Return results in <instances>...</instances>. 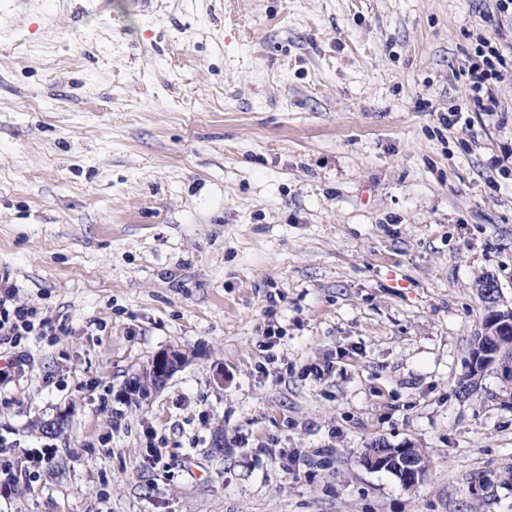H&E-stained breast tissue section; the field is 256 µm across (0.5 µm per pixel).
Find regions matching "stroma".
Here are the masks:
<instances>
[{"label":"stroma","instance_id":"1","mask_svg":"<svg viewBox=\"0 0 512 512\" xmlns=\"http://www.w3.org/2000/svg\"><path fill=\"white\" fill-rule=\"evenodd\" d=\"M154 3L0 0V275L44 321L0 448L55 451L0 512H512V381L459 391L476 280L512 306V74L448 123L512 15ZM183 357L176 351L162 352L154 357L150 372L155 378L156 388L164 385L166 381L182 366ZM150 372L145 373L146 382L151 381ZM418 449L419 448H416L411 444H404L399 448L401 455H405L407 457V462H402V467L405 470V482L407 484L404 483L403 472L400 468L401 460L397 449H395L396 453L391 451L392 453L387 456L390 464H387L384 453H372L369 455L368 460L365 463V467L372 471H380L390 465L391 468H387L386 472L394 475L404 488H410V485L418 484L425 476L423 474V469L420 464H418V457L416 455Z\"/></svg>","mask_w":512,"mask_h":512}]
</instances>
